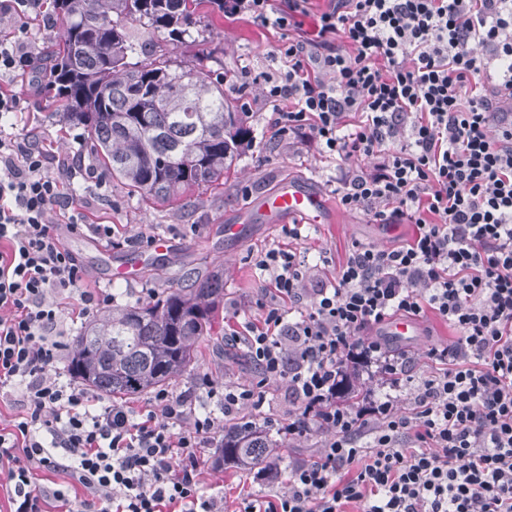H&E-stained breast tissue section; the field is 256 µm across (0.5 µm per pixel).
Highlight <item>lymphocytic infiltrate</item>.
<instances>
[{"instance_id": "f902f5d3", "label": "lymphocytic infiltrate", "mask_w": 512, "mask_h": 512, "mask_svg": "<svg viewBox=\"0 0 512 512\" xmlns=\"http://www.w3.org/2000/svg\"><path fill=\"white\" fill-rule=\"evenodd\" d=\"M224 0L228 18L285 33L278 68L253 76L274 135L315 143L336 160L340 204L413 236L353 244L334 277L272 244L254 265L259 316L229 328L259 379H199V392L155 390L140 408L64 379L72 314L111 303L65 243L124 242L87 221L75 181L104 188L95 166L21 134L0 133V490L9 512H227L201 480L200 449L224 418L261 412L266 385L293 409L266 425L288 440L314 433L313 460L289 465L287 491L239 493L237 512H512V0ZM42 0H0V73L34 69L22 21ZM373 161L365 169L364 161ZM63 218L52 224L51 213ZM434 313L457 332L416 372L410 350L379 331ZM375 365L412 406L386 394L357 411L336 391L351 364ZM220 413L202 411L204 402ZM66 475L86 496L38 484Z\"/></svg>"}]
</instances>
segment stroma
Instances as JSON below:
<instances>
[{"label": "stroma", "mask_w": 512, "mask_h": 512, "mask_svg": "<svg viewBox=\"0 0 512 512\" xmlns=\"http://www.w3.org/2000/svg\"><path fill=\"white\" fill-rule=\"evenodd\" d=\"M281 41V31L249 19L230 21L223 13L215 12L209 16L203 36L178 48L179 57L198 58L210 67L217 63L223 65L225 96L248 99L251 105L248 123L253 141L223 186L190 193L178 207L141 201L124 184L107 181L104 198L94 199L88 211L91 221L115 225L137 248L146 247L151 237L164 236L171 241L166 252L144 264L137 279L111 283L99 261L96 240L67 236L68 247L89 272L90 286L111 288L116 305L141 301L146 288L153 289L156 295H164L178 281L207 274L220 264L224 267L225 303L235 304L245 318L256 317L255 301L261 283L253 256L271 243L285 241L280 228L266 224L258 211V202L286 181L319 195L328 215V223L312 225L308 239L299 244L310 263L319 265L322 276H333L336 263L343 260L353 242L390 246L413 235V226L369 224L361 215L345 210L329 190L328 182L336 175L333 162L321 157L308 143L273 136L269 127L272 114L259 89L242 96L239 90L242 72L255 75L277 68L274 52ZM0 88L21 98L24 112L19 132L52 144L62 156L85 154L82 129L47 118L44 95L31 94L26 83L18 78L0 80ZM228 224L239 225L237 235H225L224 227ZM325 255L331 257V264H321L320 259ZM228 318L227 311H220L214 336L202 343L201 355L190 374L173 381L172 389L184 390L204 374L218 382L244 385L257 382V374L243 348L224 341V324ZM453 338L452 328L430 314L418 322L416 335L402 340L401 345L411 350L417 370L426 371L430 368L426 357L429 345H445ZM201 455L204 482L222 486L228 506L233 510L240 489L249 482V472L229 464L215 466L217 448L202 449Z\"/></svg>", "instance_id": "stroma-1"}]
</instances>
